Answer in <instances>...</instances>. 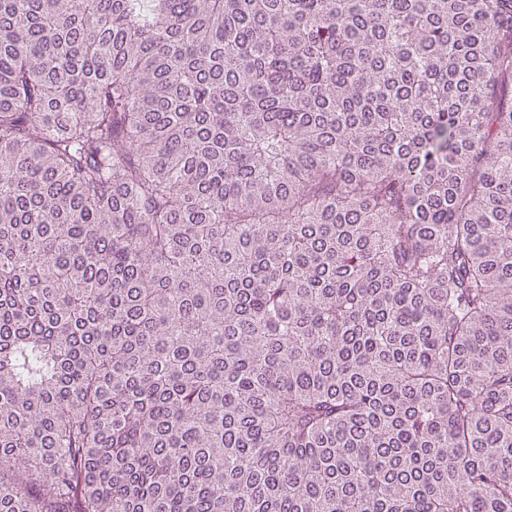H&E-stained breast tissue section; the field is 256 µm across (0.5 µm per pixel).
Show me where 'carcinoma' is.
<instances>
[{
	"label": "carcinoma",
	"mask_w": 512,
	"mask_h": 512,
	"mask_svg": "<svg viewBox=\"0 0 512 512\" xmlns=\"http://www.w3.org/2000/svg\"><path fill=\"white\" fill-rule=\"evenodd\" d=\"M0 512H512V0H0Z\"/></svg>",
	"instance_id": "obj_1"
}]
</instances>
